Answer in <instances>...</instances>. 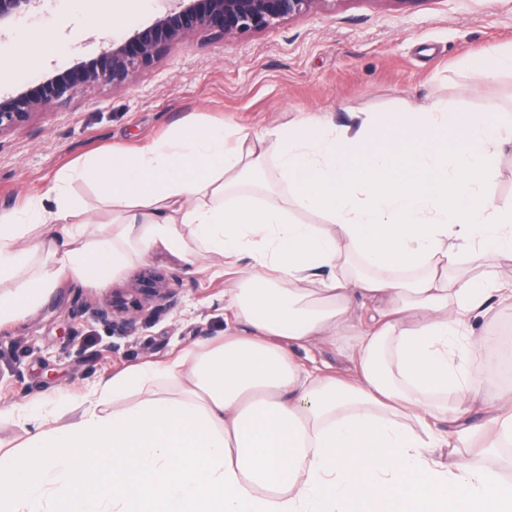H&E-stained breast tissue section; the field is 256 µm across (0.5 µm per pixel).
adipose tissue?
I'll return each instance as SVG.
<instances>
[{
	"label": "adipose tissue",
	"mask_w": 512,
	"mask_h": 512,
	"mask_svg": "<svg viewBox=\"0 0 512 512\" xmlns=\"http://www.w3.org/2000/svg\"><path fill=\"white\" fill-rule=\"evenodd\" d=\"M148 0H97L100 37ZM457 150H450V141ZM273 142L287 205L240 194ZM512 113H380L336 130L307 120L250 135L186 120L169 138L112 147L51 184L22 216L0 215V325L23 319L60 279L107 290L158 249L204 248L235 267L240 332L101 381L64 404L17 407L23 440L0 448V512H512V482L487 467L442 469L430 420L468 379L454 341L494 296L488 255H512V204L495 162ZM94 184L96 222L69 179ZM317 211L325 225L293 219ZM365 330L351 377L295 353L342 335L353 302ZM487 422L456 408L464 444L512 442V387Z\"/></svg>",
	"instance_id": "ef3b65f1"
}]
</instances>
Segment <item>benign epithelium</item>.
Wrapping results in <instances>:
<instances>
[{"mask_svg":"<svg viewBox=\"0 0 512 512\" xmlns=\"http://www.w3.org/2000/svg\"><path fill=\"white\" fill-rule=\"evenodd\" d=\"M43 0H0V26L12 25L39 8ZM148 27L125 42L103 50L96 58L79 62L66 72L46 78L31 90L0 99V134L25 125L49 104L64 105L81 90L102 85L120 87L135 73L151 67L171 47L199 31L218 38L272 30L304 15L324 0H176ZM174 294L165 276L142 269L132 288L112 290V298L96 310L103 321L127 332L145 307H169Z\"/></svg>","mask_w":512,"mask_h":512,"instance_id":"1","label":"benign epithelium"}]
</instances>
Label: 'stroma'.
Returning <instances> with one entry per match:
<instances>
[{"instance_id": "stroma-1", "label": "stroma", "mask_w": 512, "mask_h": 512, "mask_svg": "<svg viewBox=\"0 0 512 512\" xmlns=\"http://www.w3.org/2000/svg\"><path fill=\"white\" fill-rule=\"evenodd\" d=\"M65 2L45 0L30 16L31 25L55 31L56 48L38 68L14 73L9 93L97 57L109 43L150 25L161 9L151 0L108 39L89 32L76 42L70 32L80 18ZM503 44H512V0H325L270 31L226 41L193 34L125 86L81 92L0 133V215L25 210L86 156L139 146L188 117L258 134L308 116L341 129L354 116L407 105L489 116L512 109V74L482 81L470 68L472 59ZM144 264L169 276L176 304L158 316L143 312L135 332L98 319L94 311L104 294L72 279L61 281L28 317L0 326V440L22 435L11 406H37L50 397L75 404L101 380L167 361L196 340L223 339L239 272L225 273L223 261L202 250L191 265L164 250ZM356 356L352 335L297 354L306 365L339 375L350 374ZM487 360L482 354L468 361L472 385L465 402L448 400L452 408L465 405L476 420L500 388Z\"/></svg>"}]
</instances>
